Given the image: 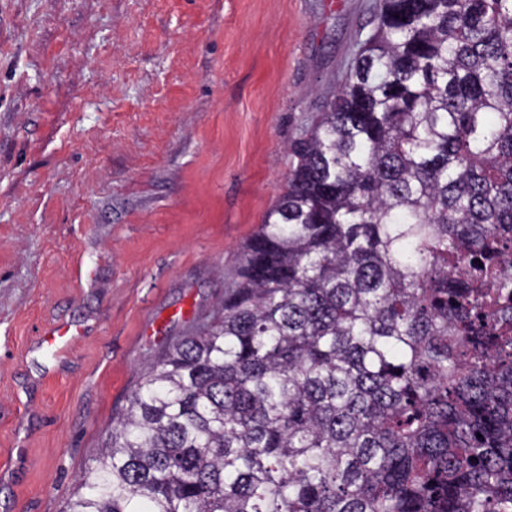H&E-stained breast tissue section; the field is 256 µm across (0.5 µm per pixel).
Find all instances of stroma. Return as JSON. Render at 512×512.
<instances>
[{"instance_id":"35a3bbf8","label":"stroma","mask_w":512,"mask_h":512,"mask_svg":"<svg viewBox=\"0 0 512 512\" xmlns=\"http://www.w3.org/2000/svg\"><path fill=\"white\" fill-rule=\"evenodd\" d=\"M373 6L0 0V512H63L141 368L213 314Z\"/></svg>"}]
</instances>
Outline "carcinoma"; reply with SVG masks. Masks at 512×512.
Listing matches in <instances>:
<instances>
[{
    "mask_svg": "<svg viewBox=\"0 0 512 512\" xmlns=\"http://www.w3.org/2000/svg\"><path fill=\"white\" fill-rule=\"evenodd\" d=\"M375 19L63 512H512V0Z\"/></svg>",
    "mask_w": 512,
    "mask_h": 512,
    "instance_id": "carcinoma-1",
    "label": "carcinoma"
}]
</instances>
